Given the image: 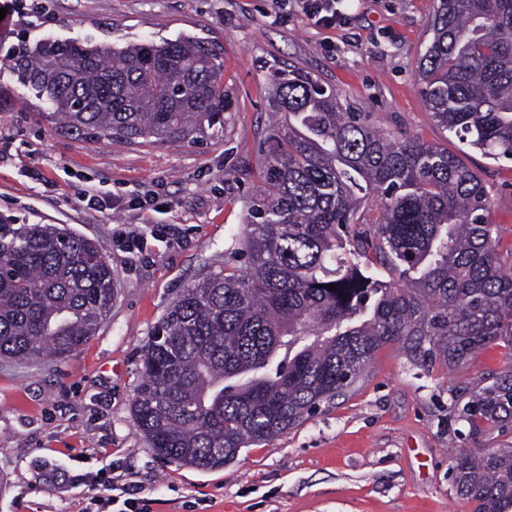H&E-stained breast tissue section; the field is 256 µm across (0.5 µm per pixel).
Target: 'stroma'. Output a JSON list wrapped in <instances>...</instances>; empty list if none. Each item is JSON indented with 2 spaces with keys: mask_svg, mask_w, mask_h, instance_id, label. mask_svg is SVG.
I'll return each instance as SVG.
<instances>
[{
  "mask_svg": "<svg viewBox=\"0 0 512 512\" xmlns=\"http://www.w3.org/2000/svg\"><path fill=\"white\" fill-rule=\"evenodd\" d=\"M0 20V215L58 224L100 242L115 282L108 320L65 358H0V512H85L87 487L139 485L150 512H474L456 496V453L512 445V429L470 430L462 407L481 380L512 370L492 343L456 369L414 364L398 345L356 388L300 425L242 449L219 470L155 458L132 413L144 346L171 301L211 258L240 251L269 125L266 73L290 68L333 89L374 126L447 148L492 202L512 255V161H494L438 126L416 75L435 0H336L326 29L302 0H26ZM190 33L224 49V127L193 143L83 141L56 129L9 75L19 41L112 43ZM96 187L103 211L82 198Z\"/></svg>",
  "mask_w": 512,
  "mask_h": 512,
  "instance_id": "stroma-1",
  "label": "stroma"
}]
</instances>
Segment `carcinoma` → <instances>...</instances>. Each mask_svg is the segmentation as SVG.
Masks as SVG:
<instances>
[{"label":"carcinoma","mask_w":512,"mask_h":512,"mask_svg":"<svg viewBox=\"0 0 512 512\" xmlns=\"http://www.w3.org/2000/svg\"><path fill=\"white\" fill-rule=\"evenodd\" d=\"M417 75L426 109L459 142L512 160V0H438ZM10 72L43 116L85 140L174 144L224 126V62L194 35L123 46L21 43ZM275 124L259 145L245 270L214 265L170 304L143 353L136 427L155 456L218 469L300 424L363 377L377 349L452 370L512 350V265L488 192L457 155L375 129L295 70L269 80ZM380 221L367 223L369 198ZM417 277L376 287L375 270ZM334 289H328V285ZM104 247L55 224L0 217V357H65L112 308ZM512 423V370L463 406ZM475 512H512V447L453 459Z\"/></svg>","instance_id":"cac0c4a2"}]
</instances>
